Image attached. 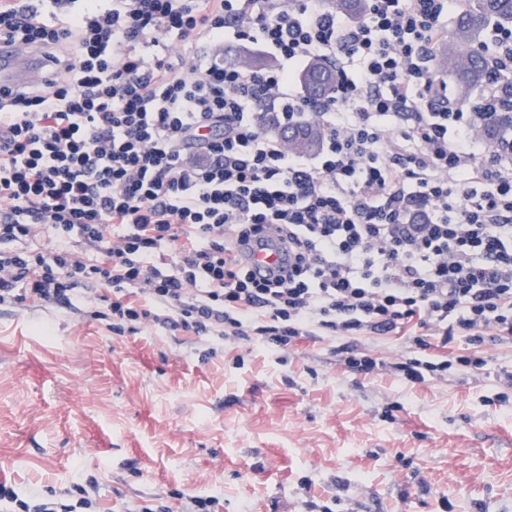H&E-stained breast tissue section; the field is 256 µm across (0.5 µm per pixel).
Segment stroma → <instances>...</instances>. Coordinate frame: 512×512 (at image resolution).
Here are the masks:
<instances>
[{"label":"stroma","instance_id":"stroma-1","mask_svg":"<svg viewBox=\"0 0 512 512\" xmlns=\"http://www.w3.org/2000/svg\"><path fill=\"white\" fill-rule=\"evenodd\" d=\"M94 302L0 305V482L29 500L94 481V512H512V339L458 338L486 370L405 382L393 332L303 336L285 361L159 325L118 336ZM351 343L377 359L350 371Z\"/></svg>","mask_w":512,"mask_h":512}]
</instances>
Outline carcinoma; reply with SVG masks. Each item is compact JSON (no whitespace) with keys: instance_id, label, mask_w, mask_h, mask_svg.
Here are the masks:
<instances>
[{"instance_id":"1","label":"carcinoma","mask_w":512,"mask_h":512,"mask_svg":"<svg viewBox=\"0 0 512 512\" xmlns=\"http://www.w3.org/2000/svg\"><path fill=\"white\" fill-rule=\"evenodd\" d=\"M330 4L336 11L352 18L361 17L366 8L365 0H330ZM491 25L500 29L512 27V0H470L459 13L452 34L441 44L434 58L436 67L452 80L456 96L463 102L475 103L476 94L485 85L491 81L496 83V123H483L475 130L477 137L490 143L512 131V74L492 75L481 40ZM333 81L332 68L320 61L309 63L301 73V83L311 98L326 93ZM276 130L291 133L296 143L290 150L299 153L317 150L322 139L321 129L311 122L278 126Z\"/></svg>"}]
</instances>
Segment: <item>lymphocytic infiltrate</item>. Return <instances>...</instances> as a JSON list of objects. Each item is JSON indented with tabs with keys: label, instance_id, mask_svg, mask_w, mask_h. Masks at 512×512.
Masks as SVG:
<instances>
[{
	"label": "lymphocytic infiltrate",
	"instance_id": "f902f5d3",
	"mask_svg": "<svg viewBox=\"0 0 512 512\" xmlns=\"http://www.w3.org/2000/svg\"><path fill=\"white\" fill-rule=\"evenodd\" d=\"M73 2L47 19L0 0V38L49 61L0 89V305L98 299L118 335L213 329L273 354L407 329L421 353L392 369L410 383L488 364L427 357L428 337H512V141L478 149L430 65L449 0H368L359 21L326 0ZM230 36L273 66L224 65ZM314 60L335 73L319 102L296 87ZM308 116L317 153L266 131ZM257 246L284 267L255 277ZM90 491L0 483V512H90Z\"/></svg>",
	"mask_w": 512,
	"mask_h": 512
}]
</instances>
